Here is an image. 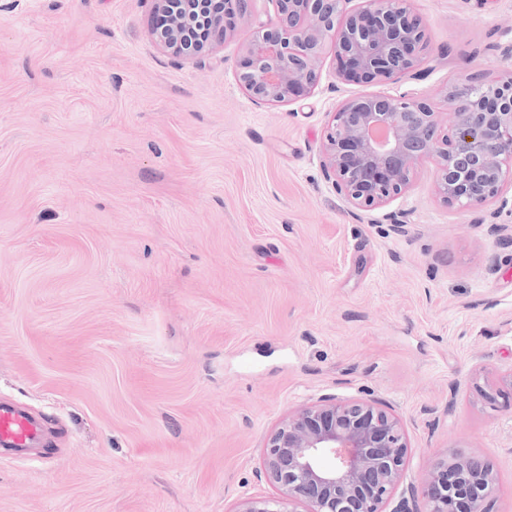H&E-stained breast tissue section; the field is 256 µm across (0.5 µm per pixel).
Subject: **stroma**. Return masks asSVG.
<instances>
[{
  "instance_id": "stroma-1",
  "label": "stroma",
  "mask_w": 512,
  "mask_h": 512,
  "mask_svg": "<svg viewBox=\"0 0 512 512\" xmlns=\"http://www.w3.org/2000/svg\"><path fill=\"white\" fill-rule=\"evenodd\" d=\"M151 0H0V402L44 441L0 449V512H236L276 496L270 433L325 397L390 407L405 482L488 460L512 512V186L451 207L422 163L384 207L326 179L348 98L407 92L442 125L454 79L512 70V0H413L420 79L258 104L236 79L274 17L249 0L196 59Z\"/></svg>"
}]
</instances>
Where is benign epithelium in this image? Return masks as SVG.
Listing matches in <instances>:
<instances>
[{
	"mask_svg": "<svg viewBox=\"0 0 512 512\" xmlns=\"http://www.w3.org/2000/svg\"><path fill=\"white\" fill-rule=\"evenodd\" d=\"M163 25L154 37L187 59L224 44L229 16L247 0H152ZM276 21L242 49L240 85L258 104L292 101L321 79L326 46L336 80L371 84L421 76L423 20L412 0H273ZM451 122L407 93L343 101L326 125L323 167L336 192L360 210L383 207L410 187L418 166L436 164L434 194L450 207L476 208L512 182V71L454 82ZM409 441L386 405L322 399L299 407L270 434L264 474L272 498H246L237 512H489L493 465L478 456L436 460L400 488ZM401 493L395 509L387 506ZM303 510H297V507Z\"/></svg>",
	"mask_w": 512,
	"mask_h": 512,
	"instance_id": "1",
	"label": "benign epithelium"
}]
</instances>
